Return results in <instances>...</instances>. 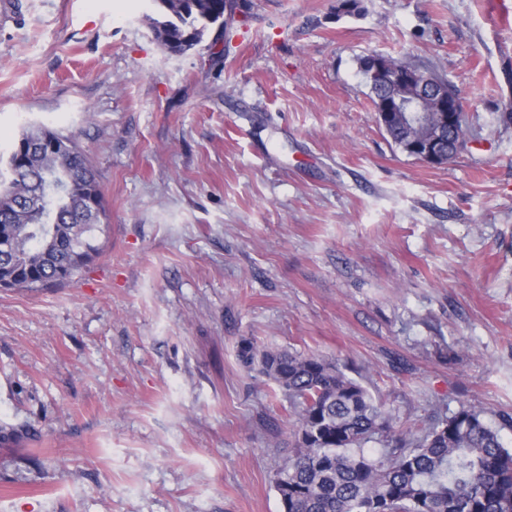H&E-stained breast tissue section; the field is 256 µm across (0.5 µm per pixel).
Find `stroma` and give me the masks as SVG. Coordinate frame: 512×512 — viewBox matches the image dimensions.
<instances>
[{"label":"stroma","instance_id":"obj_1","mask_svg":"<svg viewBox=\"0 0 512 512\" xmlns=\"http://www.w3.org/2000/svg\"><path fill=\"white\" fill-rule=\"evenodd\" d=\"M244 0L173 56L150 0H0V151L74 135L100 257L0 288V512H281L291 405L241 340L338 359L397 427L512 414V22L488 0ZM423 63L474 135L442 165L359 58Z\"/></svg>","mask_w":512,"mask_h":512}]
</instances>
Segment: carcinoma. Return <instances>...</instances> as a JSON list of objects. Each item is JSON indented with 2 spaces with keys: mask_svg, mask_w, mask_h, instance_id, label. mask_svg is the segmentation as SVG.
Segmentation results:
<instances>
[{
  "mask_svg": "<svg viewBox=\"0 0 512 512\" xmlns=\"http://www.w3.org/2000/svg\"><path fill=\"white\" fill-rule=\"evenodd\" d=\"M148 24L162 46L191 50L224 27V0H154ZM51 135L59 148L24 152L0 171V233L11 251L0 256V288H52L71 280L99 254L93 232L105 216L96 174L73 137L42 126L19 141ZM72 182L69 194L43 197L42 184ZM246 367L271 380L295 409L293 450L275 478L288 512H512V450L501 431L512 415L489 424L462 408L417 434L397 429L383 405L332 360L286 350L240 347ZM385 438L374 460L362 445Z\"/></svg>",
  "mask_w": 512,
  "mask_h": 512,
  "instance_id": "1",
  "label": "carcinoma"
}]
</instances>
